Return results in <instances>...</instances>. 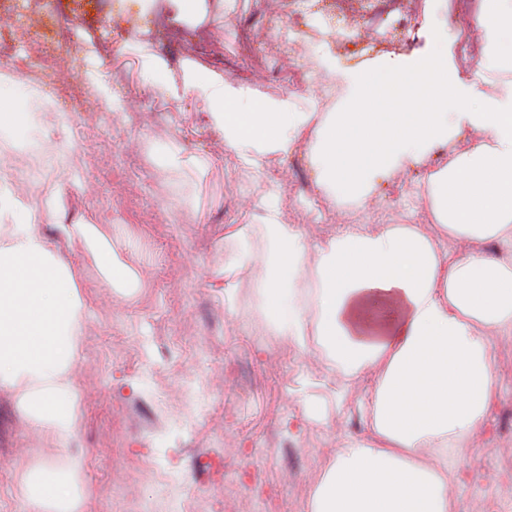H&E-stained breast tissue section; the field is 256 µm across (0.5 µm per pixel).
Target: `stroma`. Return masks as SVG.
I'll return each instance as SVG.
<instances>
[{
  "mask_svg": "<svg viewBox=\"0 0 512 512\" xmlns=\"http://www.w3.org/2000/svg\"><path fill=\"white\" fill-rule=\"evenodd\" d=\"M206 0L168 18L144 0H40L30 31L50 47L41 60L20 46L12 7L0 0V70L17 73L8 99L32 111L28 85L52 87L77 74L80 104L64 117L0 128V235L23 220L12 200L51 204L41 232L66 269L76 271L80 304L71 336L81 398L71 438L59 445L0 388V512H29L22 480L53 462L82 494L81 512H307L309 488L336 451L337 433L362 436L367 421L358 392L331 372L319 336L304 348L271 336L259 311L262 222L279 209L303 225L310 242L348 224H427L416 174L381 184L366 202L343 190H312L310 142L248 171L224 145L208 102L185 90V62L251 87L258 96L293 95L299 109L340 111L345 88L337 68L425 55L420 29L394 25L387 41L359 33L343 42L307 29L273 46L309 71L314 84L293 87L261 77L251 44L272 27L301 17L295 0ZM137 16V29L127 19ZM427 22L448 30V66L475 77L483 50L474 11L460 0H427ZM47 153L44 187L24 179L25 146ZM95 224L131 273L113 283L67 228ZM246 252L251 263L232 256ZM501 404L484 446L465 465L480 478L456 481L464 506L512 497V343L497 345ZM81 457L71 473L70 456Z\"/></svg>",
  "mask_w": 512,
  "mask_h": 512,
  "instance_id": "obj_1",
  "label": "stroma"
}]
</instances>
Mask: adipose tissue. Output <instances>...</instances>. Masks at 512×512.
Masks as SVG:
<instances>
[{
    "instance_id": "obj_1",
    "label": "adipose tissue",
    "mask_w": 512,
    "mask_h": 512,
    "mask_svg": "<svg viewBox=\"0 0 512 512\" xmlns=\"http://www.w3.org/2000/svg\"><path fill=\"white\" fill-rule=\"evenodd\" d=\"M494 60L512 68V0H481ZM339 112H301L291 96L258 100L246 86L186 67L224 142L251 166L310 139L322 191L358 201L381 182L419 171L435 224L339 225L308 248L299 225L271 209L263 230L268 275L260 309L273 335L302 345L315 331L343 382L361 379L368 433L340 435L310 492L309 512H461L448 454L472 446L500 403L496 344L512 342V98L486 102L435 52L405 68L362 65L342 74ZM0 240V387L56 441L80 410L71 331L79 292L38 224ZM76 234L100 271L128 268L96 225ZM312 269L305 301L296 283ZM32 512H76L69 481L43 464L24 482Z\"/></svg>"
}]
</instances>
